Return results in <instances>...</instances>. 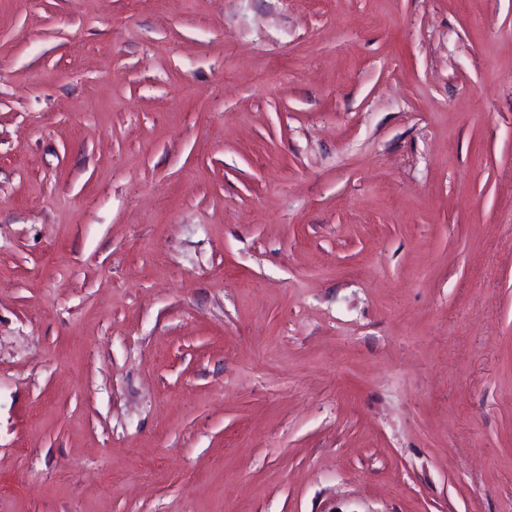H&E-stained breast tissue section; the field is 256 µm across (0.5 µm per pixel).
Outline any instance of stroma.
<instances>
[{
	"instance_id": "35a3bbf8",
	"label": "stroma",
	"mask_w": 512,
	"mask_h": 512,
	"mask_svg": "<svg viewBox=\"0 0 512 512\" xmlns=\"http://www.w3.org/2000/svg\"><path fill=\"white\" fill-rule=\"evenodd\" d=\"M0 512H512V0H0Z\"/></svg>"
}]
</instances>
